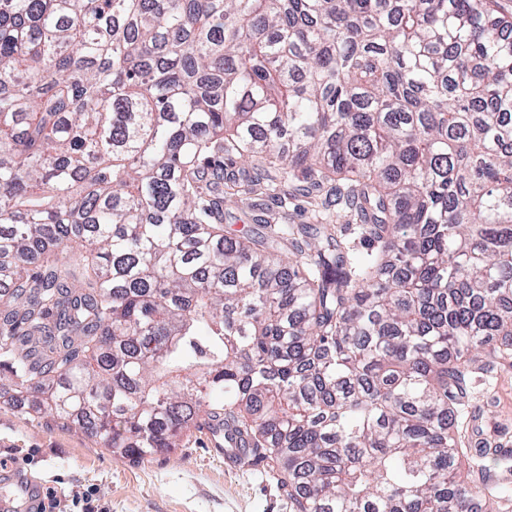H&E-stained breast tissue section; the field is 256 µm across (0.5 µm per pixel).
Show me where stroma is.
<instances>
[{"instance_id":"1","label":"stroma","mask_w":512,"mask_h":512,"mask_svg":"<svg viewBox=\"0 0 512 512\" xmlns=\"http://www.w3.org/2000/svg\"><path fill=\"white\" fill-rule=\"evenodd\" d=\"M283 194L279 188L270 196L221 205V219L253 231L264 220L309 222V211H282ZM456 426L463 441L478 436L512 450V363L479 358ZM0 460L34 490L54 488L63 512L88 490L105 512H289L276 473L262 462L227 467L223 451L207 435L193 431L177 448L139 461L123 459L94 432L12 400L5 379H0Z\"/></svg>"}]
</instances>
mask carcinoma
Returning a JSON list of instances; mask_svg holds the SVG:
<instances>
[{
  "label": "carcinoma",
  "mask_w": 512,
  "mask_h": 512,
  "mask_svg": "<svg viewBox=\"0 0 512 512\" xmlns=\"http://www.w3.org/2000/svg\"><path fill=\"white\" fill-rule=\"evenodd\" d=\"M322 223L216 224L211 176ZM512 336V22L490 0H0V370L130 460L190 429L291 512H472ZM474 378L456 421L459 434L474 442L472 416L477 415L480 436L498 448L512 450V363L482 357L475 364Z\"/></svg>",
  "instance_id": "obj_1"
}]
</instances>
